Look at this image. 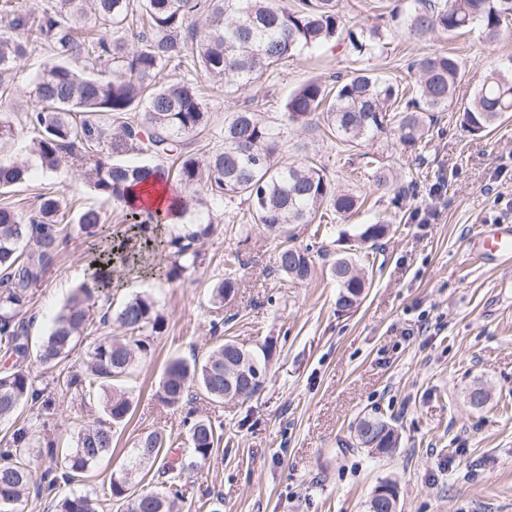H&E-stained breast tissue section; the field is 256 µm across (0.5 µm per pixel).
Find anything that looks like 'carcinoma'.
<instances>
[{
    "mask_svg": "<svg viewBox=\"0 0 512 512\" xmlns=\"http://www.w3.org/2000/svg\"><path fill=\"white\" fill-rule=\"evenodd\" d=\"M141 11L147 28L138 34L133 51L121 32L128 18ZM194 17L204 18L205 34L188 43L183 31ZM402 19L408 33L422 38L433 33L453 37L481 26L489 42L499 39L503 25L512 21V0H411ZM50 54L32 82L33 101L26 120L37 130L27 153L41 169L62 167L83 175L89 188L119 203L125 211L130 238L145 248L168 252L170 265L155 272L171 281L194 272L203 262V240L212 235V222L184 224L175 234L165 231L168 215L144 212L127 204L131 189L156 178L168 183L170 171L160 161H178L175 178L184 188L204 195L184 197L181 217L195 208L223 206L240 199L247 203L253 223L278 240L277 270L294 281L311 279L314 263L307 249L288 244V226L310 224L321 211L347 218L360 207L359 197L339 191L325 172L310 164L280 160L285 143L280 133L263 122L254 93L263 75L305 50L344 45L359 56L384 48L377 26L358 32L347 27L339 0H53L36 15L14 6L0 21V93L9 92L4 76L16 71L28 57L30 41ZM83 60L82 69L71 65ZM413 95L400 85L363 70L328 86L311 79L288 96L284 121L309 129L327 124L343 145H360L388 130L404 147L422 142L434 114L454 110L461 126L482 138L512 114V68L488 74L474 98L461 102L456 91L465 63L453 53H436L416 60ZM191 69L224 86L229 94L252 92L249 103L224 118V147L211 153L191 149L193 138L210 122L211 113L199 86L170 80L167 71ZM26 161L0 162V191L25 183ZM35 215L25 219L13 208L0 206V350L15 357L0 372V422L19 415L20 409L42 401L25 362L30 356L48 368L66 365L84 338L115 321L120 336H99L89 359L65 377L68 387L98 393L106 419L82 428L73 447L46 444L49 467L35 479L30 461L33 435L25 426L14 429L0 448V512H24L31 490L52 491L75 484L112 454L114 430L132 414L131 390L125 386L137 364L149 357L152 341L164 325L156 301L148 295L127 299L116 315L99 312L95 295L112 284V261L129 254L110 250L98 256L89 281L70 296L54 318L49 333L32 339L29 324L21 320L32 289L41 281L58 242L70 235L57 222L59 198L43 193ZM81 233H103L105 219L95 210L79 213ZM388 234L387 221L378 219L340 235L375 245ZM339 288L336 306L351 310L357 302L347 296L367 287L365 275L350 257L332 264ZM236 279L228 276L211 287L212 302L220 306L234 295ZM273 345L265 342L246 349L230 338L210 349L200 361L172 359L160 381L158 398L170 408L199 392L222 403L229 388L225 363L245 361L265 367ZM191 457L188 465L169 460L164 437L158 432L140 435L126 461L112 473L108 484L94 494L70 495L58 500L55 512H98L107 501L121 512H173L186 494V467L200 468L219 445L222 425L208 418L189 422ZM391 428L387 421L362 418L355 429L361 448ZM160 464L161 489L137 493L133 483L147 468Z\"/></svg>",
    "mask_w": 512,
    "mask_h": 512,
    "instance_id": "carcinoma-1",
    "label": "carcinoma"
}]
</instances>
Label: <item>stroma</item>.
I'll use <instances>...</instances> for the list:
<instances>
[{
    "instance_id": "1",
    "label": "stroma",
    "mask_w": 512,
    "mask_h": 512,
    "mask_svg": "<svg viewBox=\"0 0 512 512\" xmlns=\"http://www.w3.org/2000/svg\"><path fill=\"white\" fill-rule=\"evenodd\" d=\"M382 54L359 57L347 49L308 51L263 79L266 118L280 122L289 92L310 79L358 69L412 82L413 59L448 51L469 67L459 87L472 98L483 75L512 61V32L496 42L480 29L448 38L415 39L401 27H384ZM45 60L36 52L8 77L0 112L11 113L15 132L0 155H23L35 132L25 121L32 78ZM211 112L210 125L195 147L213 152L224 145V118L243 106L245 95L225 96L223 87L197 77ZM288 161L312 162L340 189L360 196L351 221L381 216L390 231L379 246L361 247L339 236L342 221L293 228L295 245L308 248L313 279L297 283L276 271V241L250 225L246 204L212 210L217 231L205 240V262L171 282L151 269L168 264L166 253L142 251L136 263L112 266V286L99 310L118 308L135 294L153 297L165 317L150 356L129 382L134 414L115 438L111 460L68 491L91 492L108 480L138 435L162 432L180 455H188V411L222 424L223 440L204 468L186 471L188 512H367L371 492L396 482L400 512H512V263L479 262L471 251L474 234L486 224L512 225V119L489 135L474 138L454 112H441L422 146L406 149L384 134L365 146L340 144L324 127L282 128ZM389 168L416 190L392 206L388 192L374 186L364 154ZM60 198L59 223L69 237L53 253L28 308L31 336L46 334L75 288L87 281L93 255L73 224L79 211L94 207L107 220L101 247L120 240V206L94 193L77 172L43 171L32 165L27 183L7 194L8 203L30 215L37 194ZM352 254L370 286L353 311L336 305L330 271L336 257ZM238 258L231 301L216 309L211 285L225 276V259ZM231 336L253 348L273 345L263 390L226 406L207 400L163 407L156 390L175 357L201 358L215 335ZM29 371L47 402L33 422L35 440L71 445L78 428L94 424L101 410L79 389L58 383L57 373L38 362ZM489 394L479 408L467 400L474 386ZM378 416L398 433L393 453L357 447L359 419Z\"/></svg>"
}]
</instances>
